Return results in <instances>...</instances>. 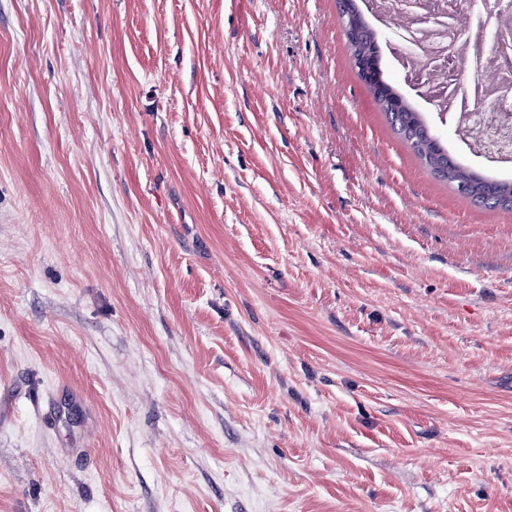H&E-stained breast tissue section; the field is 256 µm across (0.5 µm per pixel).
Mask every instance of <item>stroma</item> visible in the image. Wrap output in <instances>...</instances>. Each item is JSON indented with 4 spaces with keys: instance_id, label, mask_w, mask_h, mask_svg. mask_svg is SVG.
<instances>
[{
    "instance_id": "35a3bbf8",
    "label": "stroma",
    "mask_w": 512,
    "mask_h": 512,
    "mask_svg": "<svg viewBox=\"0 0 512 512\" xmlns=\"http://www.w3.org/2000/svg\"><path fill=\"white\" fill-rule=\"evenodd\" d=\"M0 512H512V211L336 0H0ZM345 37L353 65L355 56L362 55L373 66L374 78L369 82L361 76L359 71L357 72L376 105L390 118L397 134L432 173L440 180L452 185L460 195L480 203L479 205L490 204L496 207L512 209V206H503L500 200V196L505 192L509 193L512 198V179H499L481 174L485 182L492 186V191L481 201L466 195L472 191V188L469 186H460L461 190L466 194L459 192L458 179L467 174L469 175L473 170L457 159L456 163L448 156V148L431 131L428 124L424 121L421 112H418L406 97L388 81L380 66V46L376 34L365 20V17L362 16L357 31L346 33ZM380 84L388 86L392 90L399 102V107H389L382 101L378 93V86Z\"/></svg>"
}]
</instances>
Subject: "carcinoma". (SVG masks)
I'll use <instances>...</instances> for the list:
<instances>
[{"label":"carcinoma","mask_w":512,"mask_h":512,"mask_svg":"<svg viewBox=\"0 0 512 512\" xmlns=\"http://www.w3.org/2000/svg\"><path fill=\"white\" fill-rule=\"evenodd\" d=\"M347 48L350 57L362 55L372 64L373 80L365 82L376 105L385 112L396 129L397 134L408 145L410 150L439 179L458 187L459 178L472 172V169L448 156L445 147L424 121L420 112L397 89H392L399 107L392 108L379 97L378 86H391L380 66V46L375 32L366 20H361L357 31L346 34ZM492 191L480 201V204L501 206L500 196L507 192L512 195V179H499L489 175L483 176Z\"/></svg>","instance_id":"cac0c4a2"}]
</instances>
